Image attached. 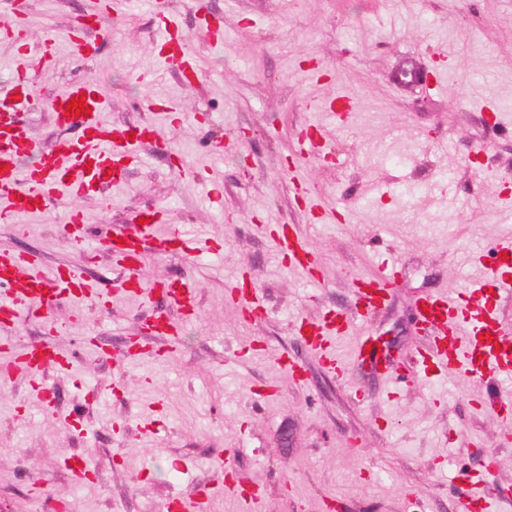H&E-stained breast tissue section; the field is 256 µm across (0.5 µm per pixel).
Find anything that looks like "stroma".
<instances>
[{
  "mask_svg": "<svg viewBox=\"0 0 512 512\" xmlns=\"http://www.w3.org/2000/svg\"><path fill=\"white\" fill-rule=\"evenodd\" d=\"M104 3L0 0V18L23 9L31 47L57 42L54 66L29 61L34 99L19 115L41 146L61 135L49 100L84 79L106 100L105 122L158 129L123 182L0 221V250L37 254L48 275L77 266L106 295L61 300L47 315L64 326L56 341L73 356L69 370L46 371L42 390L22 375L0 386V512H56L71 485L68 457L94 472L74 512H159L170 497L208 488L211 512H460L463 474L488 457L497 467L482 495L494 512H512V418L479 409L485 380L419 373L427 338L415 308L422 295H453L481 276L512 233V211L499 204L512 195V0H209L205 15L195 0H116L97 53L81 56L65 35ZM163 14L179 26L197 79L164 62ZM341 94L350 111L327 112ZM169 101L180 106L178 123L160 111ZM308 127L323 140L304 156L298 134ZM148 205L223 246L200 262L149 256L138 269L147 284H197L199 315L172 359L144 323L178 310L160 295L116 296L109 256L83 259L84 244ZM73 207L85 214L81 245L60 233ZM279 224L305 238L321 285L276 253L269 232ZM470 252L482 264L467 263ZM390 256L398 284L383 310L354 318L338 340L348 377L337 378L295 326L350 308L354 279L376 276ZM245 268L266 306L252 322L228 298ZM77 307L84 316L74 326ZM367 336L383 342L393 372L412 374L397 399L385 375L355 359ZM132 346L141 362L127 361ZM281 353L304 370V384L275 362ZM226 465L259 486L258 500L224 492Z\"/></svg>",
  "mask_w": 512,
  "mask_h": 512,
  "instance_id": "obj_1",
  "label": "stroma"
}]
</instances>
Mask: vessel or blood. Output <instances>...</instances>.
Segmentation results:
<instances>
[{
  "label": "vessel or blood",
  "instance_id": "b4317fda",
  "mask_svg": "<svg viewBox=\"0 0 512 512\" xmlns=\"http://www.w3.org/2000/svg\"><path fill=\"white\" fill-rule=\"evenodd\" d=\"M163 25L168 46L165 62L175 66L185 79L195 78L196 64L183 52L175 23L167 19ZM93 26V21L82 19L70 28L68 39L79 54L97 51V41L89 36ZM12 84L11 95L0 97V165L5 168L0 174L1 221L38 214L43 203L55 196L86 197L112 186L138 162L130 149L131 143L156 135L151 124L117 128L104 122L101 114L106 108L105 101L94 82L87 80L66 87L51 104L54 123L61 128L79 129V136L61 139L48 149L41 148L17 121L18 113L27 109L31 98L32 82L25 66H18ZM78 98L84 99L89 114H67V104ZM141 215L142 222L127 225L102 244L103 251L128 270V293L150 296L157 291L136 275L146 250L158 255L178 252L194 258L216 254V246L205 234L179 227L164 228L163 212L145 209ZM274 247L288 253L293 265L311 283L319 282L317 261L301 238L282 232L276 236ZM494 253L496 260L483 278L466 285L458 296L436 293L418 298V322L431 336L419 354L423 369L433 368L448 376H479L492 383L503 377L512 379V336L504 335L492 303L494 295L512 294V278L502 270L504 256L512 257V238L497 242ZM397 283L396 259L383 260L377 277L358 282L354 292L357 312L368 315L382 309ZM159 291L176 306L189 310L194 305L196 284L190 278L165 281ZM96 293V283L71 266H59L55 273L47 275L33 255L0 252V326L42 319L45 308L59 299H85ZM231 296L238 299L248 315L263 314L253 274L241 273L231 285ZM350 326L348 313L336 309L321 321L301 322L297 332L324 366L341 377L346 373V364L336 349V341L348 334ZM50 365L64 370L70 362L56 346L45 342L9 348L0 358V380H9L19 373L33 377ZM464 481L463 512H491V503L478 493L476 477L468 474ZM209 502V493L203 491L193 498L171 499L167 509L208 512Z\"/></svg>",
  "mask_w": 512,
  "mask_h": 512
}]
</instances>
